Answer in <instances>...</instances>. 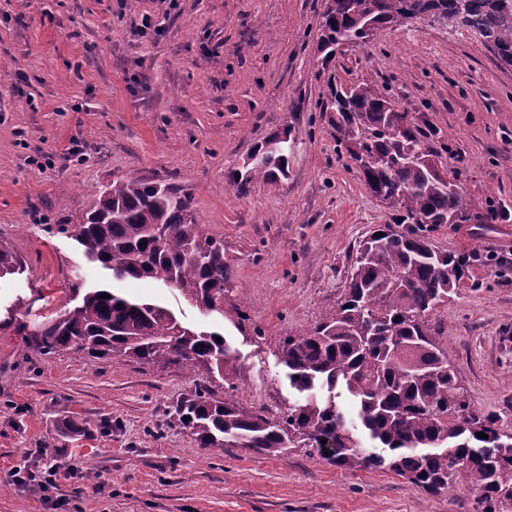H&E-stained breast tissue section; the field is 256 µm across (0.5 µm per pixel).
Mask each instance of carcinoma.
<instances>
[{
    "instance_id": "cac0c4a2",
    "label": "carcinoma",
    "mask_w": 512,
    "mask_h": 512,
    "mask_svg": "<svg viewBox=\"0 0 512 512\" xmlns=\"http://www.w3.org/2000/svg\"><path fill=\"white\" fill-rule=\"evenodd\" d=\"M452 20L512 66V4L507 0H325L318 51L362 44L370 30L410 17ZM337 146L365 187L401 212L362 241L343 296L315 326L284 338L280 362L298 400L278 418L248 410L208 387L176 400L170 414L202 448H248L279 456L317 448L345 468L387 467L430 494L466 481L490 506L512 501V431L473 410L429 313L448 303L467 261L435 249L429 233L465 217L459 187L443 175L433 137L373 85L332 90ZM296 144L289 127L255 145L232 175L244 193L262 180L288 179ZM191 197L169 184L116 181L91 195L83 219L58 224L82 257L117 279H152L205 311L224 308L235 276L224 241L208 233ZM22 262L0 244V279ZM82 301L57 313L33 337L40 353L69 350L122 357L144 367L181 364L235 388L240 368L220 333L186 325L163 308L71 281ZM110 294L104 299L102 295ZM483 432L485 438L477 437Z\"/></svg>"
}]
</instances>
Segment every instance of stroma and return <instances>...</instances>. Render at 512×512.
<instances>
[{
	"mask_svg": "<svg viewBox=\"0 0 512 512\" xmlns=\"http://www.w3.org/2000/svg\"><path fill=\"white\" fill-rule=\"evenodd\" d=\"M324 0H0V243L22 274L0 279V512H486L467 482L430 494L388 470L347 469L316 450L272 457L200 447L173 424L178 396L208 386L278 417L294 397L278 357L321 321L359 242L398 213L364 186L321 104L334 83L377 86L435 132L465 221L431 235L469 258L431 322L474 409L512 430V68L479 41L412 20L367 43L319 53ZM152 27L140 30L142 17ZM297 138L287 180H229L283 125ZM149 179L181 187L223 239L243 291L204 314L154 281L109 279L56 225L94 190ZM145 298L217 331L234 390L170 364L42 355L41 323L68 283ZM58 451L81 478L14 484V467Z\"/></svg>",
	"mask_w": 512,
	"mask_h": 512,
	"instance_id": "35a3bbf8",
	"label": "stroma"
}]
</instances>
